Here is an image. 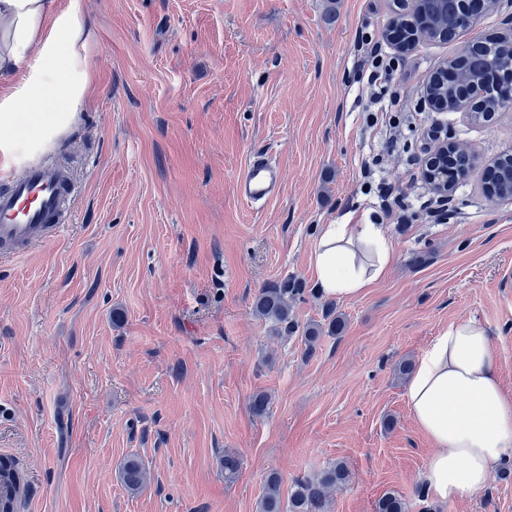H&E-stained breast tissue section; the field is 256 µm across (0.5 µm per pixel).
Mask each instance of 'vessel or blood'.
Returning a JSON list of instances; mask_svg holds the SVG:
<instances>
[{
	"instance_id": "obj_1",
	"label": "vessel or blood",
	"mask_w": 512,
	"mask_h": 512,
	"mask_svg": "<svg viewBox=\"0 0 512 512\" xmlns=\"http://www.w3.org/2000/svg\"><path fill=\"white\" fill-rule=\"evenodd\" d=\"M0 191V256L20 253L32 243L47 240L67 220L69 187L61 170L51 164L25 165L6 176ZM283 172L269 159L254 157L237 180L241 201L252 205L276 197Z\"/></svg>"
}]
</instances>
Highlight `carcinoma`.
Segmentation results:
<instances>
[{"label": "carcinoma", "instance_id": "carcinoma-1", "mask_svg": "<svg viewBox=\"0 0 512 512\" xmlns=\"http://www.w3.org/2000/svg\"><path fill=\"white\" fill-rule=\"evenodd\" d=\"M466 64L479 76H489L498 68L497 58L483 51L470 52ZM303 293L304 289L296 280L287 278L260 289L254 300V309L258 315L272 321L280 332L291 335L302 331V340L311 349L323 334L340 333L344 322L329 312L324 322L299 328L291 318V310L292 303ZM147 479L146 466L138 456L130 455L124 459L119 470V481L125 490L137 493L143 489ZM347 479V466L342 462L332 463L311 477L294 480L288 502L285 503L282 499V479L272 471L265 479L257 512H328L329 490L345 485ZM375 512H406V503L398 494L386 492L377 500Z\"/></svg>", "mask_w": 512, "mask_h": 512}]
</instances>
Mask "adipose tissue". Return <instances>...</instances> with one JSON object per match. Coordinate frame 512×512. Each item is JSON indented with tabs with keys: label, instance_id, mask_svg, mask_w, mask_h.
Here are the masks:
<instances>
[{
	"label": "adipose tissue",
	"instance_id": "ef3b65f1",
	"mask_svg": "<svg viewBox=\"0 0 512 512\" xmlns=\"http://www.w3.org/2000/svg\"><path fill=\"white\" fill-rule=\"evenodd\" d=\"M84 0H0V157L16 167L43 154L82 111L91 76ZM393 246L376 224L323 225L312 269L327 298L365 295L385 276ZM406 397L434 450L422 473L428 497L479 495L512 455V401L504 397L485 327L449 323L420 355Z\"/></svg>",
	"mask_w": 512,
	"mask_h": 512
}]
</instances>
